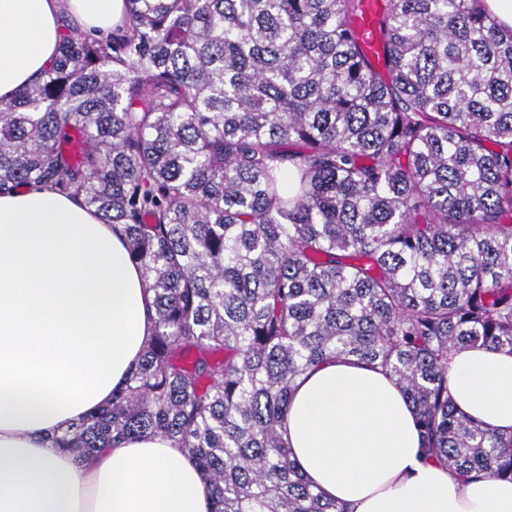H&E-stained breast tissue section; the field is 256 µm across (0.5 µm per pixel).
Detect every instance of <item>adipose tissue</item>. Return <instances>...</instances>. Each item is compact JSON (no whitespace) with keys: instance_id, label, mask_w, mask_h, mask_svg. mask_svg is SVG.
<instances>
[{"instance_id":"obj_1","label":"adipose tissue","mask_w":512,"mask_h":512,"mask_svg":"<svg viewBox=\"0 0 512 512\" xmlns=\"http://www.w3.org/2000/svg\"><path fill=\"white\" fill-rule=\"evenodd\" d=\"M125 0H0V99L55 61L70 20L108 35ZM152 292L126 242L82 200L31 184L0 195V512H211L197 461L162 436L92 461L55 440L125 387L153 324ZM460 414L512 435V354L453 351ZM299 469L349 512H512V480H460L420 455L405 394L342 358L296 383L281 428Z\"/></svg>"}]
</instances>
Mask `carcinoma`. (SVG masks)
<instances>
[{
    "label": "carcinoma",
    "mask_w": 512,
    "mask_h": 512,
    "mask_svg": "<svg viewBox=\"0 0 512 512\" xmlns=\"http://www.w3.org/2000/svg\"><path fill=\"white\" fill-rule=\"evenodd\" d=\"M0 100V193L45 184L121 225L153 330L86 460L163 435L212 512H347L282 440L293 384L354 357L399 385L422 456L512 479L460 415L448 355L512 353V33L483 0H127ZM293 175L296 191L288 190Z\"/></svg>",
    "instance_id": "1"
}]
</instances>
